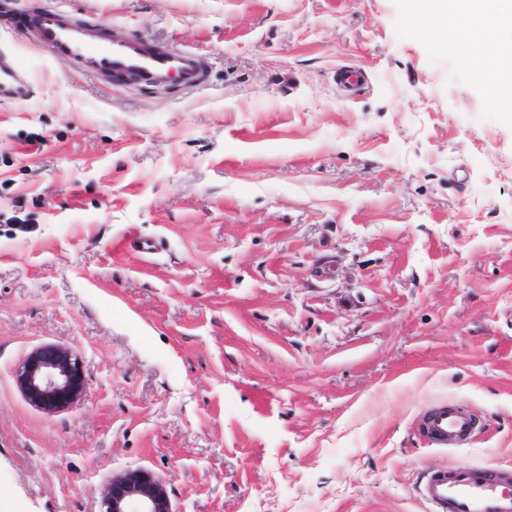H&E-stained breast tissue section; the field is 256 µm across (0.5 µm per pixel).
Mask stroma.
<instances>
[{
    "label": "stroma",
    "mask_w": 512,
    "mask_h": 512,
    "mask_svg": "<svg viewBox=\"0 0 512 512\" xmlns=\"http://www.w3.org/2000/svg\"><path fill=\"white\" fill-rule=\"evenodd\" d=\"M16 4L194 51L208 81L91 78L0 14L27 75L0 98L12 512H98L135 469L173 512H430L427 470L512 469V114L481 16L447 49L410 0ZM46 346L84 371L52 412L17 382ZM440 401L478 418L465 445L421 436ZM477 36L483 41V43H485L486 46L483 67L480 72L485 78L488 73L495 74L494 78L490 79V81L493 82L498 91L500 105L511 110L512 69L510 73L501 71L499 68L498 47L487 39L483 30H481V34H477Z\"/></svg>",
    "instance_id": "stroma-1"
}]
</instances>
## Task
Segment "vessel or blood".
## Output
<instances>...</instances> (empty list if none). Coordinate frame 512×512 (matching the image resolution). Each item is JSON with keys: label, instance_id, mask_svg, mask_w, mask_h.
Returning a JSON list of instances; mask_svg holds the SVG:
<instances>
[{"label": "vessel or blood", "instance_id": "b4317fda", "mask_svg": "<svg viewBox=\"0 0 512 512\" xmlns=\"http://www.w3.org/2000/svg\"><path fill=\"white\" fill-rule=\"evenodd\" d=\"M51 57L73 63L85 76L120 80L136 76L148 86L176 79L178 84L200 86L206 80L201 55L165 47L143 36H101L97 25L79 21L59 8H41L23 15ZM428 439L440 447L467 440L475 420L465 408L441 404L421 420ZM431 512H512V471L455 464L428 471L418 486Z\"/></svg>", "mask_w": 512, "mask_h": 512}]
</instances>
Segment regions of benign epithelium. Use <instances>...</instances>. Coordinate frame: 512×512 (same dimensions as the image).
Listing matches in <instances>:
<instances>
[{
  "label": "benign epithelium",
  "instance_id": "7a95c632",
  "mask_svg": "<svg viewBox=\"0 0 512 512\" xmlns=\"http://www.w3.org/2000/svg\"><path fill=\"white\" fill-rule=\"evenodd\" d=\"M18 383L27 398L52 411L72 402L82 384L78 357L53 348L32 355L20 368ZM100 512H172L164 485L150 473L133 470L112 480Z\"/></svg>",
  "mask_w": 512,
  "mask_h": 512
}]
</instances>
